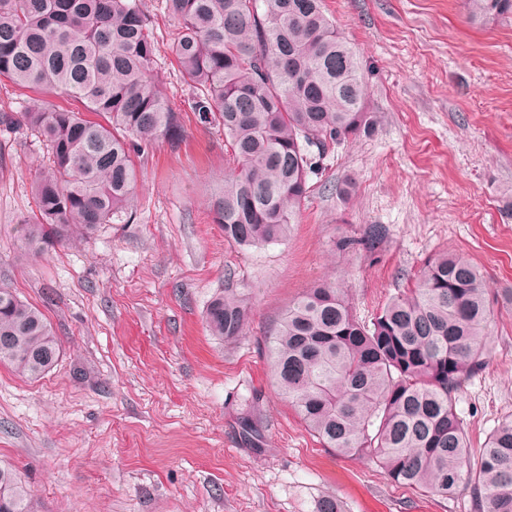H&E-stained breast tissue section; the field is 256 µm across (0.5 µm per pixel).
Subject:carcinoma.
<instances>
[{
    "label": "carcinoma",
    "mask_w": 512,
    "mask_h": 512,
    "mask_svg": "<svg viewBox=\"0 0 512 512\" xmlns=\"http://www.w3.org/2000/svg\"><path fill=\"white\" fill-rule=\"evenodd\" d=\"M170 4L180 26L171 53L193 91L191 110L224 131L233 161L214 222L240 248L282 242L325 157L373 131L360 57L322 0ZM464 5L474 23L512 17V0ZM156 51L139 0H0V78L84 108L42 102L0 112L1 126L23 125L48 148L21 228L25 256L112 223L141 178L134 158L160 138L181 141V119L153 78ZM384 233L373 224L337 245L371 251ZM496 301L512 305V289L492 290L476 265L445 252L369 326L347 290L323 279L288 306L269 340L274 384L323 447L365 458L399 485L448 498L467 492L473 512H512V416L474 459L456 413L461 386L484 367ZM248 321L235 288L205 312L222 340L243 336ZM59 355L44 313L0 286V363L37 379ZM32 498L0 467V512H33Z\"/></svg>",
    "instance_id": "1"
}]
</instances>
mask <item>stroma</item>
Returning a JSON list of instances; mask_svg holds the SVG:
<instances>
[{
    "instance_id": "35a3bbf8",
    "label": "stroma",
    "mask_w": 512,
    "mask_h": 512,
    "mask_svg": "<svg viewBox=\"0 0 512 512\" xmlns=\"http://www.w3.org/2000/svg\"><path fill=\"white\" fill-rule=\"evenodd\" d=\"M142 2L184 135L137 159L131 214L23 257L46 150L0 126V285L43 310L61 351L37 380L0 365V466L31 487L34 512H318L326 496L340 512H471L468 494L425 495L323 448L274 385L267 339L317 279L368 320L440 252L512 288V19L472 24L463 0H324L367 71L374 130L324 160L285 241L240 248L212 221L224 135L190 110L168 0ZM368 224L386 228L373 252L337 248ZM227 288L249 323L223 341L203 316ZM488 347L457 395L475 453L512 415V308L495 307Z\"/></svg>"
}]
</instances>
